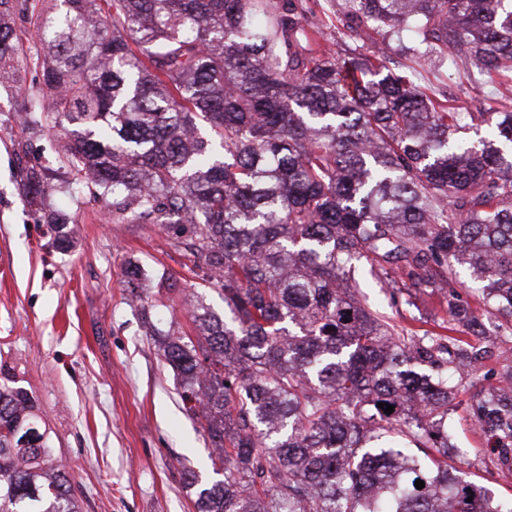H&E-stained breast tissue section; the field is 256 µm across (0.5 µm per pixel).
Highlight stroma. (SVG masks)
<instances>
[{
	"mask_svg": "<svg viewBox=\"0 0 512 512\" xmlns=\"http://www.w3.org/2000/svg\"><path fill=\"white\" fill-rule=\"evenodd\" d=\"M317 41L336 52L374 49L381 38L368 28L350 30L345 0H294ZM389 68L406 70L438 102L460 112L512 111V96L479 74L471 61L438 64L414 57L398 41L386 49ZM23 98L0 93V364L36 398L52 453L68 470L81 512H196L197 488L187 479L213 480L211 445L184 409L171 369L143 326V305L176 331L193 330L197 301L215 312L224 302L201 287L185 260L170 251L155 224H116L104 200L87 191L65 193L69 169L60 162L48 128L21 130ZM41 170L45 193L37 206L19 192L28 167ZM70 218L72 247L56 248L44 217ZM138 263L144 276L128 283L124 269ZM167 269L174 292L154 273ZM360 262L356 276L367 304L407 333H438L447 319L440 293L408 296L380 284ZM475 371L458 377L459 396L448 416L453 443L449 469L512 499V476L485 453L481 431L469 416L477 394L497 386L512 365V320L491 319Z\"/></svg>",
	"mask_w": 512,
	"mask_h": 512,
	"instance_id": "1",
	"label": "stroma"
}]
</instances>
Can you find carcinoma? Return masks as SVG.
<instances>
[{
    "label": "carcinoma",
    "mask_w": 512,
    "mask_h": 512,
    "mask_svg": "<svg viewBox=\"0 0 512 512\" xmlns=\"http://www.w3.org/2000/svg\"><path fill=\"white\" fill-rule=\"evenodd\" d=\"M349 2L413 55L451 49L512 81V0ZM29 33L48 103L29 100L22 125L60 131L112 223L175 225L167 245L228 308L199 303L194 336L149 324L224 473L197 512H512L440 462L450 371L479 361L484 319L512 318V112L470 113L492 132L456 144L452 108L379 52L313 48L283 0H0V87L22 88ZM43 182L26 175L27 204ZM50 231L70 248L66 222ZM362 259L440 291L448 334L407 336L364 305ZM461 272L474 306L456 299ZM502 381L472 418L511 473L512 366ZM0 512H81L34 397L2 367Z\"/></svg>",
    "instance_id": "obj_1"
}]
</instances>
